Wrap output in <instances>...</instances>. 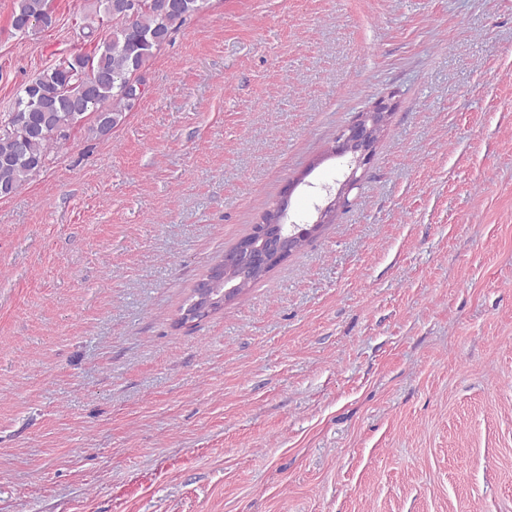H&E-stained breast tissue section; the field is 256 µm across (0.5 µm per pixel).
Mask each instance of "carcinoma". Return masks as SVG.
<instances>
[{
  "label": "carcinoma",
  "instance_id": "obj_1",
  "mask_svg": "<svg viewBox=\"0 0 512 512\" xmlns=\"http://www.w3.org/2000/svg\"><path fill=\"white\" fill-rule=\"evenodd\" d=\"M116 0H99L103 15L112 22V37L97 43L91 53L76 52L42 72L22 89L13 111L0 122V197L18 190L46 167L54 147L69 138L82 119L92 118L87 132L94 138L109 135L130 111L128 88L134 74L146 69L171 35L209 0H176L175 10L162 0H129L131 11L113 14ZM51 25L47 0H15L12 24ZM32 114L49 136L26 143L24 159H16L22 131L14 114Z\"/></svg>",
  "mask_w": 512,
  "mask_h": 512
}]
</instances>
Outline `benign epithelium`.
Listing matches in <instances>:
<instances>
[{"mask_svg":"<svg viewBox=\"0 0 512 512\" xmlns=\"http://www.w3.org/2000/svg\"><path fill=\"white\" fill-rule=\"evenodd\" d=\"M392 106L380 100L366 112L355 116L342 132L336 155L350 156L349 174L340 183L336 195L325 207L317 209L314 224L328 222L332 207L346 202V195L357 185V172H366L377 144L391 117ZM267 225L242 238L232 255L217 262L203 284L195 291L194 303L199 311L211 314L224 308L246 290L253 276L263 275L271 264L288 257L290 245L307 237L310 229H300L288 222L282 202L265 214Z\"/></svg>","mask_w":512,"mask_h":512,"instance_id":"benign-epithelium-1","label":"benign epithelium"}]
</instances>
